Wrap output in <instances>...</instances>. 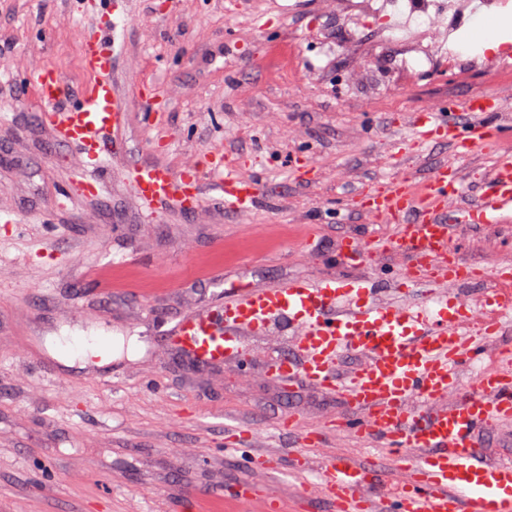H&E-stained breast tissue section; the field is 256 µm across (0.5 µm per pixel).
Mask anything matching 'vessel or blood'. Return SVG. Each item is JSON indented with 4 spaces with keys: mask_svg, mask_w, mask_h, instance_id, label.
I'll return each mask as SVG.
<instances>
[{
    "mask_svg": "<svg viewBox=\"0 0 512 512\" xmlns=\"http://www.w3.org/2000/svg\"><path fill=\"white\" fill-rule=\"evenodd\" d=\"M110 29L97 24L84 47L89 82L69 95L63 80L40 70L28 74L35 86L40 112L49 114L60 136L81 156L100 160L104 133L122 124L120 95L112 80V57L102 51ZM470 121L455 112H418L412 120L414 150L447 140L461 155L497 139L498 120L488 118L486 99L470 101ZM215 188L231 212H248L258 198V185L232 170L213 169ZM132 182L148 218L158 202L180 197L192 202L202 196L197 171L175 172L161 165L134 170ZM492 191L478 201L465 197L462 181L437 168L421 191L394 182L371 192V213L400 221L399 246L411 249L414 269H403L396 281L406 302L377 301L371 283L318 284L288 282L262 290H237L224 299V322L216 324L205 311H195L168 329L172 346L208 362L245 360L243 331L288 324L295 332L294 357L274 359L285 379L301 375L315 386L347 395L356 416L337 418L336 427L360 438H380L396 459L394 491L374 497L369 489L375 470L349 456L324 458L316 485L335 512H512V465L487 462L476 440L485 428L512 419V348L501 351L493 371L476 375L469 394L448 410L435 402L458 386L463 366L482 362L485 343L512 317V265L500 263L479 270L493 279L495 289L484 300L486 315L470 322L467 302L448 295L447 285L468 281V266L459 253L448 251L457 227L502 224L512 220V161L497 164ZM432 289V305L409 301L418 289ZM366 356L362 367L340 373V355ZM243 512H280V501L243 479L238 492Z\"/></svg>",
    "mask_w": 512,
    "mask_h": 512,
    "instance_id": "vessel-or-blood-1",
    "label": "vessel or blood"
}]
</instances>
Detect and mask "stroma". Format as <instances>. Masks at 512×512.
Instances as JSON below:
<instances>
[{
	"label": "stroma",
	"mask_w": 512,
	"mask_h": 512,
	"mask_svg": "<svg viewBox=\"0 0 512 512\" xmlns=\"http://www.w3.org/2000/svg\"><path fill=\"white\" fill-rule=\"evenodd\" d=\"M106 22L125 117L106 137L110 177L97 193L84 182L93 167L22 81L50 68L67 90L83 87L85 20L66 0H0V512H236L242 463L224 426L239 418L247 447L268 451L254 478L271 495L295 498L288 456L304 432L324 456L371 465L385 488L394 462L380 442L329 426L354 415L343 395L269 376L271 358L296 351L287 326L245 335L248 366L200 376L178 366L164 332L218 310L221 291L289 280L371 281L397 303L395 276L413 256L377 248L397 224L351 200L392 182L420 190L444 162L466 190L488 187L512 158V85L473 67L448 96L392 46L356 73L331 0H124ZM489 94L500 98L495 142L396 157L414 113L461 112ZM148 163L230 165L260 198L235 215L208 184L197 208L175 200L150 222L125 177ZM347 237L364 242V260L339 256ZM449 245L470 265L512 262V222ZM101 276L111 292L94 286ZM89 331L137 337L144 352L69 366L47 347Z\"/></svg>",
	"instance_id": "stroma-1"
}]
</instances>
